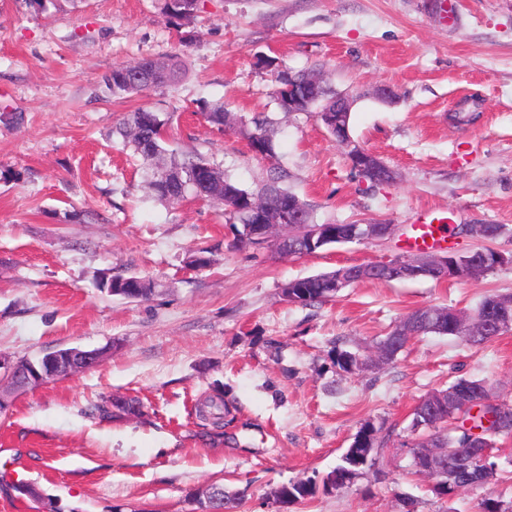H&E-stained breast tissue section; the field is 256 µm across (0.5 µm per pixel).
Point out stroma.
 <instances>
[{
    "instance_id": "35a3bbf8",
    "label": "stroma",
    "mask_w": 512,
    "mask_h": 512,
    "mask_svg": "<svg viewBox=\"0 0 512 512\" xmlns=\"http://www.w3.org/2000/svg\"><path fill=\"white\" fill-rule=\"evenodd\" d=\"M181 53L177 83L130 99L109 95L112 69ZM315 70L351 97L350 133L397 174L376 193L310 112H279L271 72ZM396 97H377L379 88ZM220 101L249 120L272 118L274 162L323 224L397 225L393 239L304 256L231 251L222 206L164 201L145 161L113 127L145 106L167 119L171 150L215 161L243 186L265 179L238 129L200 113ZM0 354L36 359L65 347L103 348L78 374L14 394L0 410V512H191L192 493L218 484L233 512H474L485 493L512 500V436L498 438L484 488L436 497L404 446L416 402L458 378L485 380L512 401V331L481 345L428 335L395 360L346 373L334 348L368 356L424 306L472 311L512 294V265L461 282L364 281L333 300L288 303L291 280L406 255L422 210L454 225L506 226L490 248L512 254V0H200L188 26L159 0H0ZM211 268H192L202 252ZM152 278L129 301L98 288L103 275ZM220 393L223 426L196 415ZM136 396L139 419L89 406ZM384 440L374 468L348 487L283 508L277 487L339 462L363 424Z\"/></svg>"
}]
</instances>
